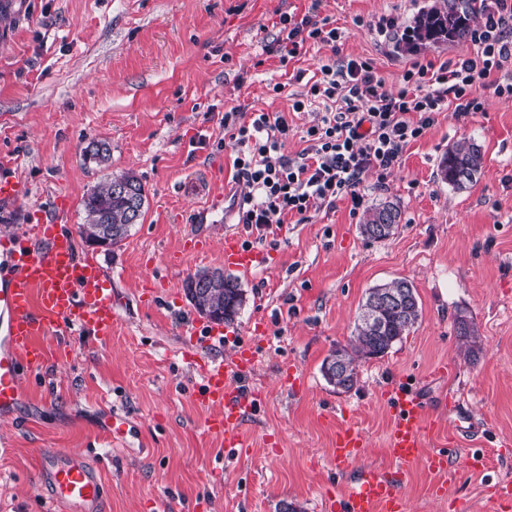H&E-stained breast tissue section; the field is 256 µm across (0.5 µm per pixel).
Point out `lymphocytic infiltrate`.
I'll list each match as a JSON object with an SVG mask.
<instances>
[{"label": "lymphocytic infiltrate", "instance_id": "lymphocytic-infiltrate-1", "mask_svg": "<svg viewBox=\"0 0 512 512\" xmlns=\"http://www.w3.org/2000/svg\"><path fill=\"white\" fill-rule=\"evenodd\" d=\"M481 21L471 27L470 55L442 64L419 61L404 71L397 91H389L369 58L327 60L293 111L321 107L318 121L300 137L302 149L288 156L291 127L284 113L261 109L224 114V137L234 153L235 178L247 191L239 221L260 235L282 228L287 216L334 208L346 199L364 203L368 173L385 184L405 149L422 138L443 112L485 111L484 90L512 97V0H478ZM271 45L280 64L301 56L306 43L335 46L334 20L309 9L301 19L285 15Z\"/></svg>", "mask_w": 512, "mask_h": 512}]
</instances>
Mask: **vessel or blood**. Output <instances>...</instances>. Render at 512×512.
<instances>
[{"mask_svg": "<svg viewBox=\"0 0 512 512\" xmlns=\"http://www.w3.org/2000/svg\"><path fill=\"white\" fill-rule=\"evenodd\" d=\"M221 251L228 271L249 274L263 262L259 251L231 232L225 233ZM0 259L7 263L0 276V318L7 320L0 333V417L5 418L25 396L24 374L43 370L52 359L48 337L73 328L105 334L111 331L114 316L107 273L95 259L79 256L73 235L56 222L39 220L31 236L1 237ZM262 356L258 341L244 339L229 356L212 357L200 365L198 401L212 411L207 429L221 437L225 447H244V425L264 403L263 389L243 385ZM387 399L392 417L384 446L392 465L361 468L348 490L330 503L331 512H407L402 491L407 468L420 462L430 472L448 474L449 448L466 440L459 427L445 436L442 448L426 450L424 434L434 423L419 390L396 384L388 389ZM368 446L358 427L345 424L336 431L331 463L337 472H345ZM39 475L50 505L65 506L67 512H102L105 485L87 454L46 451ZM488 512H512L511 481L495 483Z\"/></svg>", "mask_w": 512, "mask_h": 512, "instance_id": "vessel-or-blood-1", "label": "vessel or blood"}]
</instances>
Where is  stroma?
<instances>
[{"label": "stroma", "instance_id": "obj_1", "mask_svg": "<svg viewBox=\"0 0 512 512\" xmlns=\"http://www.w3.org/2000/svg\"><path fill=\"white\" fill-rule=\"evenodd\" d=\"M438 0H319V17L335 19V47L308 45L281 65L267 54L281 14L302 18L310 0H0V164L12 166L21 197L0 201V236L38 218L57 220L75 238L79 256L94 257L112 284V332L70 331L50 338V366L25 377L27 398L0 420V512H44L39 459L50 449L87 452L109 485L107 512H327L346 477L329 461L339 427L351 422L370 445L360 462L390 467L383 437L390 422L384 390L407 379L429 398L445 394L487 456L483 473L453 452L444 497L438 476L410 467L403 486L408 512H452L456 500L483 512L487 488L512 480V97H490L487 111L441 113L405 150L386 184L366 204L399 202L401 224L371 240L348 201L290 216L273 239L224 222L233 181L224 145V113L255 106L287 113L295 128L315 108L289 110L290 95L328 57L370 58L390 91L412 62L457 60L470 42L399 50L403 27ZM363 18L356 26L355 18ZM395 17L379 35L374 23ZM274 83L283 96L272 97ZM474 139L484 166L469 188L437 177L453 143ZM94 141L109 144L105 165L85 163ZM142 182L148 200L141 223L107 249L81 233L84 194L125 173ZM264 254L265 269L240 275L236 337L264 326L269 349L247 383L265 390L262 409L246 424L249 445L225 447L207 432V409L194 400L200 382L198 346L188 322L197 313L185 282L223 268L225 232ZM204 246L186 256V240ZM411 282L422 317L381 358L362 360L347 392L324 379L321 364L348 345L368 288ZM467 316L480 341L464 355L456 332ZM131 428L124 442L102 431L103 409Z\"/></svg>", "mask_w": 512, "mask_h": 512}]
</instances>
